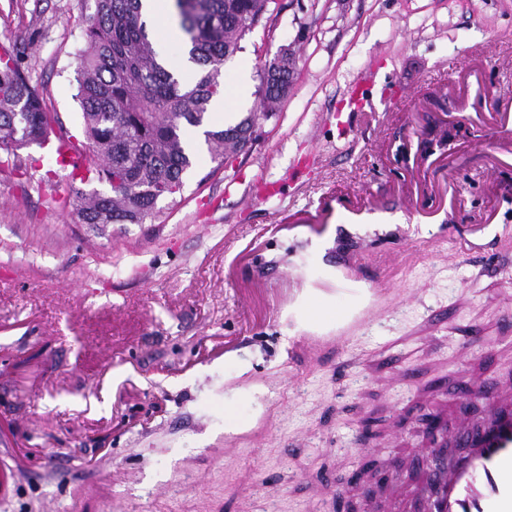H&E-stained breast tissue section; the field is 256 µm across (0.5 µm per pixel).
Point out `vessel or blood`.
I'll return each instance as SVG.
<instances>
[{
	"label": "vessel or blood",
	"mask_w": 512,
	"mask_h": 512,
	"mask_svg": "<svg viewBox=\"0 0 512 512\" xmlns=\"http://www.w3.org/2000/svg\"><path fill=\"white\" fill-rule=\"evenodd\" d=\"M371 288V281L357 277L337 280L336 291L347 295V302L335 307L324 303L321 296H312L304 308L305 326L333 323L344 328L359 313L358 295ZM459 393L483 396L487 423L452 432V440L465 453L460 462L435 474L432 484L421 489L423 508L425 512H512V414L500 409L491 386L468 383Z\"/></svg>",
	"instance_id": "obj_1"
}]
</instances>
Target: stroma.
<instances>
[{
	"label": "stroma",
	"mask_w": 512,
	"mask_h": 512,
	"mask_svg": "<svg viewBox=\"0 0 512 512\" xmlns=\"http://www.w3.org/2000/svg\"><path fill=\"white\" fill-rule=\"evenodd\" d=\"M278 4L224 77L251 109L291 44L287 98L155 219L79 223L54 145L0 152V512H351L429 416L485 419L450 382L512 386V0ZM93 9L0 0V49L76 143ZM261 178L280 195L247 204ZM329 270L379 285L341 338L301 320Z\"/></svg>",
	"instance_id": "stroma-1"
}]
</instances>
